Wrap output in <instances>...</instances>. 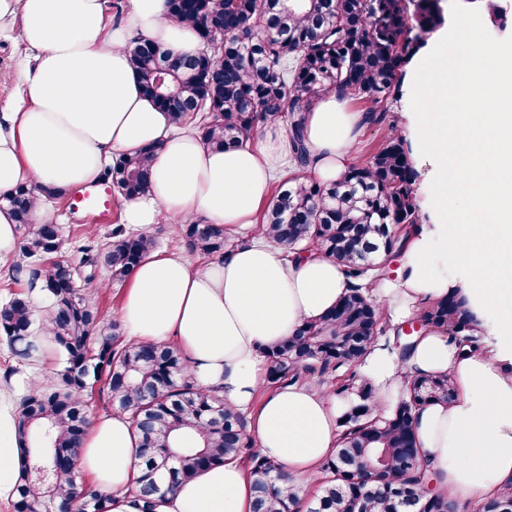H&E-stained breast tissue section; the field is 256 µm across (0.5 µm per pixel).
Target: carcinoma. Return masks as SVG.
Returning <instances> with one entry per match:
<instances>
[{
    "instance_id": "carcinoma-1",
    "label": "carcinoma",
    "mask_w": 512,
    "mask_h": 512,
    "mask_svg": "<svg viewBox=\"0 0 512 512\" xmlns=\"http://www.w3.org/2000/svg\"><path fill=\"white\" fill-rule=\"evenodd\" d=\"M439 0H168L172 18L197 29L207 50L176 56L156 42L133 40L131 61L143 93L178 124L200 114L197 134L211 147L226 149L254 141L271 121L288 127L294 169L269 204L260 231L286 254L309 248L336 260L350 284L336 306L317 320L304 321L294 335L264 349L271 385L329 376L330 389L357 399L341 415L343 437L335 456L321 466L316 495L307 512H399V489L425 503L429 512H461L447 495L428 496L430 471L423 462L413 413L432 402H448L454 388L448 375L413 379L398 407L384 416L374 390L355 388L352 368L375 346L383 312L360 281L381 278L385 258L403 246L401 224L420 223L412 168L402 139L394 132L364 161L351 165L335 183L308 175L311 155L305 113L324 95L370 103L367 124H382L384 102L400 90L403 67L422 37L442 25ZM154 149L115 157L102 179L130 200L150 192ZM35 188L20 185L0 194L17 220L20 253L41 261L20 278V290L0 305V338L23 365L37 361L50 343L62 369L37 381L20 398L15 416L20 457L14 490L15 512H107L108 497L85 480L78 466L81 440L89 426L86 400L94 387L106 393L113 412L130 420L139 448L140 477L130 492L153 512L165 494L204 468L239 458L254 478L253 512H298L304 493L283 467L261 455L246 431L244 416L224 404L215 389L193 385L187 364L173 346L126 339L122 324L101 315L91 300L94 274L79 287L62 276L55 260L63 240L55 224L34 223ZM179 233L191 254L222 257L231 235L217 224H182ZM157 247L149 233L130 234L119 224L112 243L83 246L82 263L109 268L125 282ZM42 281L48 306L36 310L25 288ZM424 326L444 331L473 351L480 347L466 297L457 289L416 314ZM383 453L386 466L376 489L364 494L348 467Z\"/></svg>"
}]
</instances>
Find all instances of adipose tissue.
Returning a JSON list of instances; mask_svg holds the SVG:
<instances>
[{
    "label": "adipose tissue",
    "mask_w": 512,
    "mask_h": 512,
    "mask_svg": "<svg viewBox=\"0 0 512 512\" xmlns=\"http://www.w3.org/2000/svg\"><path fill=\"white\" fill-rule=\"evenodd\" d=\"M166 0H128L114 22L104 0H0V37L29 55L15 100L0 109V194L19 185L71 189L98 179L118 153L155 147L152 189L125 202L121 221L144 227L201 220L230 232L256 228L275 174L286 164L280 122L265 139L217 150L143 95L131 63L143 37L177 55L200 39L168 15ZM410 132L435 169L432 196L463 192L468 211L418 231L396 282L375 294L390 326L458 289L467 297L484 347L462 354L441 330L422 333L401 359L376 347L362 365L379 409L389 411L411 378L447 374L450 403L415 414V428L438 490L457 499L512 489V54L486 42L470 16L440 34L411 73ZM363 115L325 95L307 114L312 173L342 178ZM450 244L457 272L433 271L437 243ZM348 281L322 253L295 260L260 236L192 267L180 253L155 251L129 280L121 321L132 339L175 344L202 388H219L241 412L265 457L294 481L315 480L340 442L335 396L310 382L268 386L262 352L331 309ZM13 413L0 408V491L14 489ZM137 438L119 413L98 418L80 467L109 497L108 512H143L129 488L138 476ZM156 512H253L247 465L228 460L167 495Z\"/></svg>",
    "instance_id": "ef3b65f1"
}]
</instances>
